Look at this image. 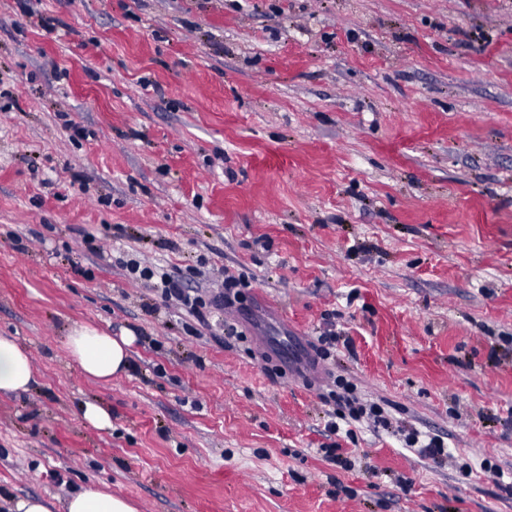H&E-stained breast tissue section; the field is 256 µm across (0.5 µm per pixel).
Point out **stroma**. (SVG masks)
I'll return each mask as SVG.
<instances>
[{"label":"stroma","mask_w":512,"mask_h":512,"mask_svg":"<svg viewBox=\"0 0 512 512\" xmlns=\"http://www.w3.org/2000/svg\"><path fill=\"white\" fill-rule=\"evenodd\" d=\"M134 255L205 298L247 273L253 321ZM79 324L134 335L126 373L84 376ZM0 336L36 376L0 392L1 505L512 512V0H0ZM334 376L453 463L369 427L329 461ZM125 267L133 279L151 283L162 298L175 300L187 313L202 318V309L206 307V302L195 290L182 287L163 269L150 266L141 268V264L133 259L127 261ZM154 278L159 281L152 282ZM82 418L99 430H107L112 427L111 414L101 405L95 402H85L81 407ZM403 442L405 448L436 463L448 460V450L439 435H430L415 429L403 434ZM63 508L64 512H136L127 499L92 486L71 494Z\"/></svg>","instance_id":"1"}]
</instances>
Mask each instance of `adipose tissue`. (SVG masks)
<instances>
[{
    "label": "adipose tissue",
    "mask_w": 512,
    "mask_h": 512,
    "mask_svg": "<svg viewBox=\"0 0 512 512\" xmlns=\"http://www.w3.org/2000/svg\"><path fill=\"white\" fill-rule=\"evenodd\" d=\"M134 336H112L96 327L78 325L67 337V350L81 371L98 382L111 381L128 370ZM34 381L29 351L13 337L0 336V392L28 390ZM64 512H136L125 498L86 486L65 501Z\"/></svg>",
    "instance_id": "obj_1"
}]
</instances>
